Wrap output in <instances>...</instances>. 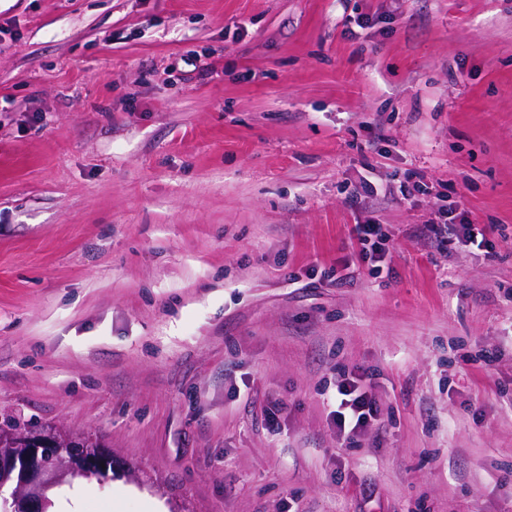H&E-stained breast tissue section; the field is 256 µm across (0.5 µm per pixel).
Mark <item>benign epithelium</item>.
I'll use <instances>...</instances> for the list:
<instances>
[{"label":"benign epithelium","instance_id":"obj_1","mask_svg":"<svg viewBox=\"0 0 512 512\" xmlns=\"http://www.w3.org/2000/svg\"><path fill=\"white\" fill-rule=\"evenodd\" d=\"M112 456L85 436L0 428V475H17L13 512H43V492L68 476L112 469Z\"/></svg>","mask_w":512,"mask_h":512}]
</instances>
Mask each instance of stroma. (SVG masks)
<instances>
[{"mask_svg":"<svg viewBox=\"0 0 512 512\" xmlns=\"http://www.w3.org/2000/svg\"><path fill=\"white\" fill-rule=\"evenodd\" d=\"M10 423L111 454L84 512H512V0H0ZM477 225L467 221L463 212H457V207H451L442 211L439 222L430 224L428 230L435 244L440 247H448V244L457 241L465 245L472 244L487 249L489 241L486 239L484 230L478 228ZM479 237L480 240H478ZM351 237L362 245L371 262L382 263L385 253V238L380 224H354L350 230ZM366 371L343 372L336 385V409L331 412L338 434L345 439L364 435L380 420L381 410L365 380Z\"/></svg>","mask_w":512,"mask_h":512,"instance_id":"35a3bbf8","label":"stroma"}]
</instances>
